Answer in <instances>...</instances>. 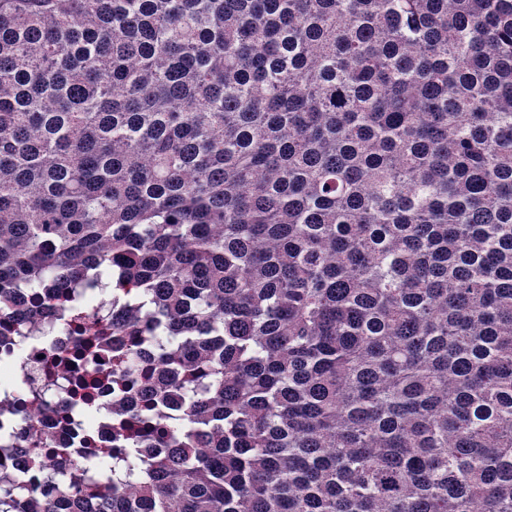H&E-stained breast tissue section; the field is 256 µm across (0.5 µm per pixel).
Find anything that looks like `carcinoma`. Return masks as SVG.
Returning <instances> with one entry per match:
<instances>
[{
    "instance_id": "cac0c4a2",
    "label": "carcinoma",
    "mask_w": 512,
    "mask_h": 512,
    "mask_svg": "<svg viewBox=\"0 0 512 512\" xmlns=\"http://www.w3.org/2000/svg\"><path fill=\"white\" fill-rule=\"evenodd\" d=\"M79 288L138 407L0 512H512V0H0V320Z\"/></svg>"
}]
</instances>
